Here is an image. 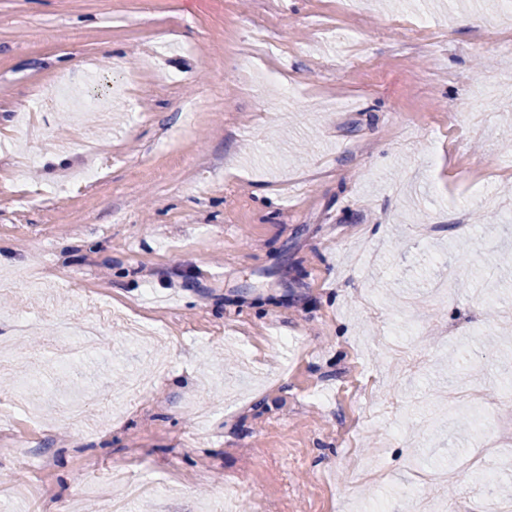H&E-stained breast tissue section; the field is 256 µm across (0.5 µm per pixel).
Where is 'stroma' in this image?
Here are the masks:
<instances>
[{
    "label": "stroma",
    "instance_id": "obj_1",
    "mask_svg": "<svg viewBox=\"0 0 512 512\" xmlns=\"http://www.w3.org/2000/svg\"><path fill=\"white\" fill-rule=\"evenodd\" d=\"M501 23L499 0H0V274L52 280L0 293V512H112L130 482L159 491L128 512H224L235 483L241 512H512L468 465L482 441L512 484V274L434 290L512 250ZM63 75L111 98L108 131L35 98ZM87 294L149 299L167 371L118 318L15 408ZM131 369L155 380L134 402ZM88 391L77 429L58 402Z\"/></svg>",
    "mask_w": 512,
    "mask_h": 512
}]
</instances>
